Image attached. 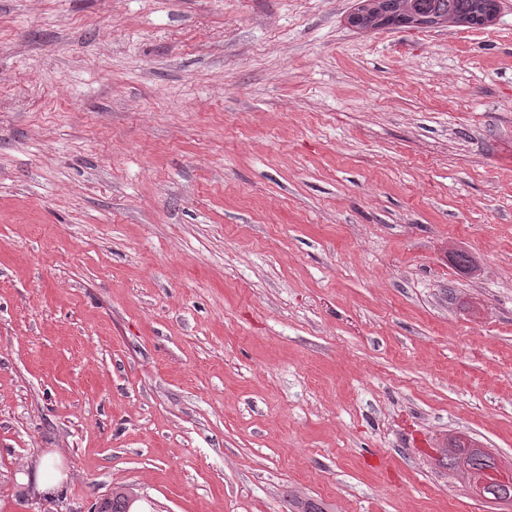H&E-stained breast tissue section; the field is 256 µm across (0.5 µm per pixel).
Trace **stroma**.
Segmentation results:
<instances>
[{
  "instance_id": "stroma-1",
  "label": "stroma",
  "mask_w": 512,
  "mask_h": 512,
  "mask_svg": "<svg viewBox=\"0 0 512 512\" xmlns=\"http://www.w3.org/2000/svg\"><path fill=\"white\" fill-rule=\"evenodd\" d=\"M355 5L0 0V512H512V0ZM351 27L360 31H372L383 28L413 27L428 28L438 24L448 23L432 13L411 11L403 21L392 20L384 11L381 0L359 1L357 8L348 16ZM396 11L404 10L406 1L425 4L429 10L453 20H465L474 12L475 0H389ZM497 461V457L492 453L486 454L475 451L464 455L460 449L449 448L444 454L442 465L448 469V474L465 472L468 475L469 469H492L496 466ZM130 492L126 489L112 491V495L100 503L98 512H132L129 511L128 506ZM138 498L137 495L133 494L129 505H132Z\"/></svg>"
}]
</instances>
